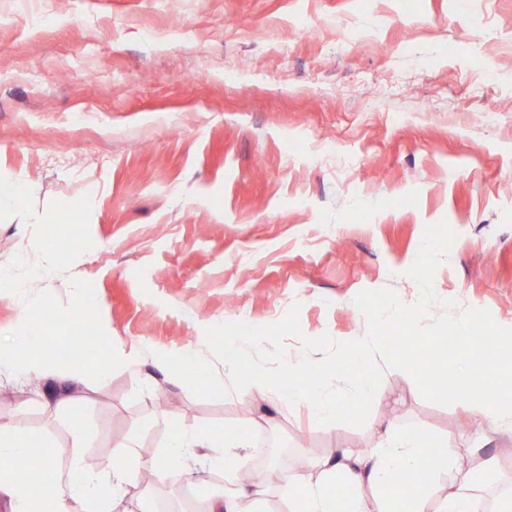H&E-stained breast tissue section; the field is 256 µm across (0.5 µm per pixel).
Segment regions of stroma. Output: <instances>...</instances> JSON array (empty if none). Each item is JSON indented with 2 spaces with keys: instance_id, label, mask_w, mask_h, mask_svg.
<instances>
[{
  "instance_id": "1",
  "label": "stroma",
  "mask_w": 512,
  "mask_h": 512,
  "mask_svg": "<svg viewBox=\"0 0 512 512\" xmlns=\"http://www.w3.org/2000/svg\"><path fill=\"white\" fill-rule=\"evenodd\" d=\"M43 17L33 25L32 12ZM47 80L36 85L33 72ZM0 176L27 183L36 213L90 195V250L43 287L68 300L92 282L122 366L90 385L64 423L0 386V421L97 432L102 462L132 435L165 456L181 432L242 427L245 467L281 468L337 445H373L394 424L458 459L500 457L479 512L512 494V441L464 403L425 401L385 370L361 427L313 424L304 407L247 388L222 400L172 385L150 355L193 348L204 330L264 325L297 310L301 342L367 335L353 299L406 277L427 225L455 233L433 288L512 327V0H0ZM33 230L0 220V267L35 259ZM164 391L178 404L157 417ZM211 452L150 471L156 512L207 508L224 492ZM199 495L189 504L184 478Z\"/></svg>"
}]
</instances>
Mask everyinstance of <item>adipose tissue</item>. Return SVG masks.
<instances>
[{
    "mask_svg": "<svg viewBox=\"0 0 512 512\" xmlns=\"http://www.w3.org/2000/svg\"><path fill=\"white\" fill-rule=\"evenodd\" d=\"M44 336L42 324L35 320L16 333L0 336V346L8 351L7 358H0V380L51 381V388L39 393L35 405L42 415L56 419L75 401L85 374L64 369L47 351ZM88 441V433L74 429L60 446L47 434L20 423L0 422V504L7 512H34L40 490L46 487L54 493L56 512H115L136 475L161 466L157 459L134 457L122 447L107 468L90 467L82 454ZM220 442L232 450L219 463L230 490L211 501L207 512H253L274 482L287 492L289 512H476L481 498V484L471 480L442 495L426 485L411 492L389 490L396 468L444 473L455 466L442 441L426 433L401 432L391 424L378 429L376 445L365 453L340 447L335 454L309 459L301 473L272 468L246 483L237 480L241 466L233 454L244 445L241 430L226 429ZM32 457L40 461L37 485L24 468Z\"/></svg>",
    "mask_w": 512,
    "mask_h": 512,
    "instance_id": "ef3b65f1",
    "label": "adipose tissue"
}]
</instances>
